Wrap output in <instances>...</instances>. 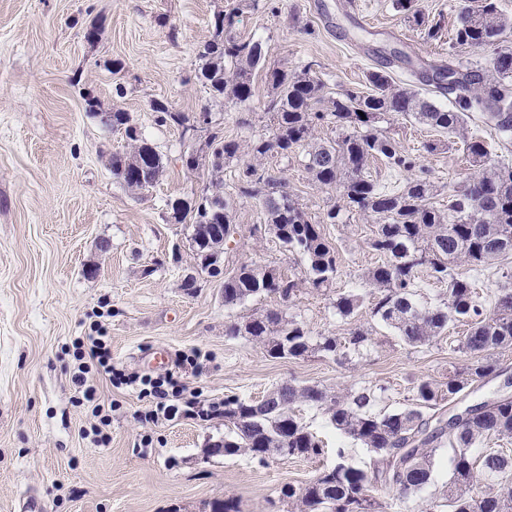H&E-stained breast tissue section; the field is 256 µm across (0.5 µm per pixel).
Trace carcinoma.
I'll return each mask as SVG.
<instances>
[{"label":"carcinoma","mask_w":512,"mask_h":512,"mask_svg":"<svg viewBox=\"0 0 512 512\" xmlns=\"http://www.w3.org/2000/svg\"><path fill=\"white\" fill-rule=\"evenodd\" d=\"M395 2L415 25L425 24L422 0ZM239 12L240 7L233 5L215 15L211 38L199 50L205 63L198 79L213 97L248 105L255 96L252 76L263 72L273 90L265 108L270 132L246 142L211 134L208 166L216 175L226 162L250 158L239 171V192L254 201L268 231L307 268L299 279L276 267L244 262L224 277V307L271 296L288 303L304 290L318 292L332 285L338 273L337 252L324 225L340 223L346 209L372 219L370 246L384 260L362 276L363 288L336 294V312L352 318L366 307L371 318L413 348L437 342L455 323L467 324L468 331L458 347L465 357L463 367L445 382H414L410 402L398 410H374L377 395L370 388L330 394L316 385L288 381L258 402L225 397L224 456L244 455L261 463L322 456V440L296 414L300 406H314L342 435L366 448L369 462L356 466L344 449H336L335 462L303 487L290 484L281 489L289 512H382V504L372 495L374 486L391 488L403 499L423 492L433 480L440 450L447 453L449 477L439 499L426 504L428 512L440 507L448 512H512V454L485 448L493 440H512V399L469 406L451 423L436 413L445 400L461 398L477 380L499 375L495 351L512 348V165L494 159L484 138L467 128V118L476 114L495 132L498 144L512 143V50L499 47L512 30V19L502 13L498 0H464L455 42L494 49L489 67L464 69L451 60L414 64L396 54L382 69L369 72V93L345 89L331 96L324 82L311 74L312 65L299 71L271 68L259 41L233 36ZM401 66L418 82L452 96L451 107L425 99L413 88L394 85L388 69ZM156 111L162 121L184 132L199 117L211 123L206 108L191 116L163 104ZM399 116L462 141L473 172L448 190V208L434 205L438 186L429 171L379 129L378 123ZM324 126L339 131V137L317 139L315 133ZM112 131L123 132L128 142L125 150L112 154V175L134 192L154 187L161 158L138 135L130 114L119 107L112 111ZM300 149L313 183L338 191L343 206L333 205L312 217L289 190L288 181L262 167L269 155L287 159ZM373 162L408 176L400 187L385 190L368 175ZM221 186L222 181L211 180L192 207L182 201L171 203L176 223L191 218V238L220 228L222 237L211 239L220 253L234 233L236 216V202L224 196ZM423 269L446 285L433 305L417 299ZM486 271L494 276V289L484 298L476 280ZM224 335L247 337L274 359L298 360L312 351L335 353L341 347L358 351L371 343L370 331L357 325L344 336L316 341L303 321L278 309L230 321Z\"/></svg>","instance_id":"1"}]
</instances>
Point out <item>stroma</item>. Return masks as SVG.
I'll return each instance as SVG.
<instances>
[{
  "mask_svg": "<svg viewBox=\"0 0 512 512\" xmlns=\"http://www.w3.org/2000/svg\"><path fill=\"white\" fill-rule=\"evenodd\" d=\"M238 0H0V512H24L35 496L42 512H205L227 496L240 512H288L283 486H302L337 448L362 463L363 448L345 438L313 407L299 416L322 440L317 459L210 455L224 438V419L145 421L151 400L143 379L175 378L208 403L229 395L258 400L274 385L295 381L328 392L371 387L376 410L401 408L414 380H447L463 356L466 328L450 327L428 348H411L361 311L339 317L337 293L360 287L361 273L379 261L370 247V218L344 213L325 227L339 256L332 288L303 291L290 303L268 297L224 306L221 279L198 270L189 248L190 224L175 223L170 202L194 204L211 175L191 171L184 153L205 154L209 132L250 140L269 133L264 106L273 95L263 74L253 77L247 106L212 101L197 80L200 46L217 13ZM426 24L409 22L394 0H257L243 7L237 37L262 42L268 65H312L328 91L366 90L379 65L377 50L396 47L413 57L454 56L488 66L491 51L455 44L460 0H423ZM440 24L435 38L427 28ZM193 114L209 110L210 131L183 133L162 122L156 104ZM129 112L140 136L159 153L155 187L138 194L112 176L110 158L126 144L104 120L113 107ZM383 131L412 153L441 188L435 202L469 172L459 141L430 154L439 134L394 118ZM240 161L220 178L234 197L236 230L224 249L225 272L241 263L270 265L304 277L306 263L269 233L263 215L238 190ZM287 179L309 215L337 203L338 193L311 183L298 159L266 158ZM196 286L185 289L184 280ZM285 308L312 336H341L350 324L367 327L374 344L361 352H315L299 360L269 358L258 344L224 335L225 323L254 310ZM106 330L113 371L130 376L115 385L86 376L97 403L111 406L107 445L88 434L92 404L78 402L74 344L92 324ZM448 480L445 454L420 498L399 501L378 486L384 512H420Z\"/></svg>",
  "mask_w": 512,
  "mask_h": 512,
  "instance_id": "35a3bbf8",
  "label": "stroma"
}]
</instances>
